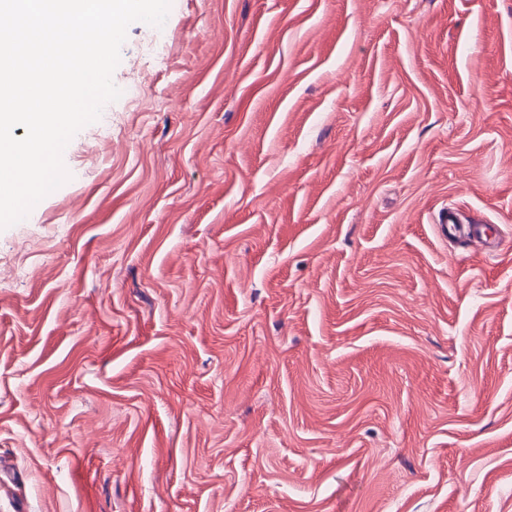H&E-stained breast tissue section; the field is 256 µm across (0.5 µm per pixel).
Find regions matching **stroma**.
<instances>
[{"mask_svg": "<svg viewBox=\"0 0 512 512\" xmlns=\"http://www.w3.org/2000/svg\"><path fill=\"white\" fill-rule=\"evenodd\" d=\"M161 33L0 230V512H512V0Z\"/></svg>", "mask_w": 512, "mask_h": 512, "instance_id": "obj_1", "label": "stroma"}]
</instances>
